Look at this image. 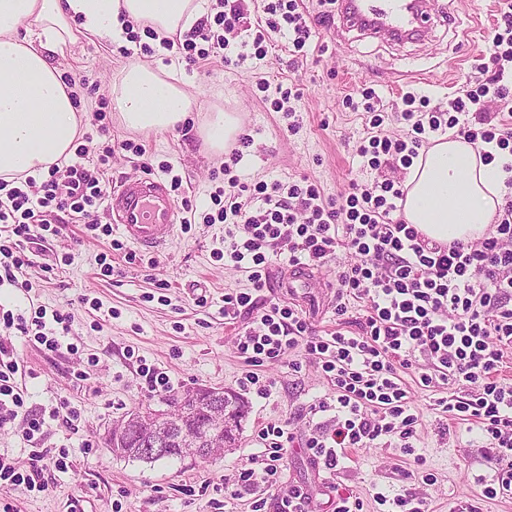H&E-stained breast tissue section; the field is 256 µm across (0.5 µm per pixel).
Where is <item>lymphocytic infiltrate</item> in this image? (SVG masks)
Instances as JSON below:
<instances>
[{
    "mask_svg": "<svg viewBox=\"0 0 512 512\" xmlns=\"http://www.w3.org/2000/svg\"><path fill=\"white\" fill-rule=\"evenodd\" d=\"M214 7L212 22L201 20L188 32L163 38V47L195 66L212 51L230 49L231 36L253 15L258 18L256 55L282 35L294 53H302L312 36L298 0H214ZM493 45V76L449 99L447 109L422 110L415 106V95L405 97L398 114L407 125L403 136L386 134L389 113L380 111L376 93L364 94L369 121L354 155L376 176L351 182L337 197L326 198L305 178L242 183L236 166L251 142L248 136L224 155L225 185L212 201L219 207L218 221L234 219L239 232L225 239L223 256L253 285L252 292L224 295L225 319L251 318L237 338L248 367L241 385L257 384L266 363L293 352L317 365L334 395L312 404L310 411L334 412L335 424L309 437L306 448L327 469H336L347 449L394 438L405 454H413L419 417L403 375L414 370L417 384L434 395L441 434H448L447 423L454 420L475 425L487 438L496 466L492 475L476 477L484 496H512V385L499 378L512 356V196L499 207L494 231L474 242H433L398 215L405 192L397 172L411 166L431 136L454 131L480 147L486 162L492 159L486 145L512 152V122L501 115L512 107V87L503 82L512 65V10L502 13ZM493 103L498 106L494 112L489 109ZM94 137L84 135L75 161L51 165L43 180L0 179V224L12 229L11 236L0 238V287L26 288L28 243L45 232L60 235L65 216L111 236V225L100 223L98 215L111 187L81 163L91 155L102 165L111 158V143H97ZM340 250L355 261L336 274L334 330L316 334L305 312L294 306L260 309L252 293L264 288L272 257L321 268ZM0 322L49 350L57 349L70 331L69 315L41 305L27 316L0 313ZM24 370L23 359L1 336L0 424L23 417L21 435L32 442L42 434L44 420L24 411L27 389L16 381ZM259 437L268 447L266 462L260 470L240 473L232 496L262 484L273 492L274 512H305L303 491L276 490L285 446L293 440L287 423H267Z\"/></svg>",
    "mask_w": 512,
    "mask_h": 512,
    "instance_id": "lymphocytic-infiltrate-1",
    "label": "lymphocytic infiltrate"
}]
</instances>
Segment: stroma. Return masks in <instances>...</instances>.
Returning <instances> with one entry per match:
<instances>
[{
	"instance_id": "obj_1",
	"label": "stroma",
	"mask_w": 512,
	"mask_h": 512,
	"mask_svg": "<svg viewBox=\"0 0 512 512\" xmlns=\"http://www.w3.org/2000/svg\"><path fill=\"white\" fill-rule=\"evenodd\" d=\"M508 1L435 0V12L447 13L448 23L436 26L423 43L387 44L346 30L336 0H303L302 8L313 27L306 54L293 61L287 39L266 47L262 59L225 63L212 56L193 68L174 61L172 52L148 50L146 34H139L134 55L125 58L116 44L77 38L64 54L53 57L63 73L83 76L96 85L97 94L83 95L85 112L101 110L102 124L110 129L116 146L103 178L115 183L142 176L144 165L160 170L168 164L182 180L180 195L197 205L190 229H177L166 249L147 252L133 244L111 247L106 236L84 224H70L48 242L28 246L33 263L25 277L27 291L0 289V306L19 311L30 305L56 309L71 317L68 344L51 352L33 345L26 336L11 332L9 339L28 372L24 382L27 407L45 419L39 445L23 440L18 423L0 425V455L27 463L34 450L69 452L72 470L62 474L43 461L46 491L28 492L0 484V507L11 512H272L266 489L226 497L225 486L241 472L259 468L266 454L258 437L263 424L288 423L294 442L279 473L280 490L301 488L308 496V512H333L337 494L353 493L362 512H378L375 493L413 494L427 512H512V498H485L475 481L487 473L488 442L479 431L451 424L441 436L430 408L432 394L409 383L412 405L419 416L412 443L414 455L398 444L351 448L336 469L312 461L305 442L333 424L329 412L310 414L309 407L331 397L333 387L320 369L302 362L293 370L287 361L269 363L260 374V387L241 390L246 366L236 339L251 323L244 316L224 318V294L250 288L245 272L218 260L232 222L209 224L210 199L224 180L218 172L223 159L203 140L198 124L175 131L136 132L125 129L112 106H100L112 83L129 60L159 68L166 80L180 84L194 101L199 115L222 109L237 112L252 142L237 166L241 180H296L308 177L325 196L334 197L355 179H369L353 157L352 146L364 133L366 114L349 104L359 92L372 90L385 107L401 102L405 93L426 95L431 106L447 108L448 98L462 94L485 76L490 37ZM424 73L426 82H406L404 71ZM268 88H260V79ZM301 93L296 107L302 118L298 133H288L287 121L272 107L280 88ZM144 145L136 156L123 150L124 140ZM109 255L114 273H100L101 255ZM350 255L338 253L323 268L325 287L311 289L297 300L319 331L336 327L337 267L349 264ZM205 294L198 307L195 295ZM166 374V391L152 389L140 374L141 365ZM210 386L241 391L248 416L236 447L214 460L164 458L153 463L117 456L106 445L114 421L149 404L161 408L165 393ZM76 412L74 424L51 418L53 408ZM433 481H424V474Z\"/></svg>"
}]
</instances>
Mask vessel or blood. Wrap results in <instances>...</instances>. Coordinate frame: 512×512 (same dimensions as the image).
Instances as JSON below:
<instances>
[{
    "label": "vessel or blood",
    "instance_id": "vessel-or-blood-1",
    "mask_svg": "<svg viewBox=\"0 0 512 512\" xmlns=\"http://www.w3.org/2000/svg\"><path fill=\"white\" fill-rule=\"evenodd\" d=\"M346 9L350 26L369 22L371 33L395 42L410 35L427 36L431 16L426 0L410 5L409 0H355ZM106 210L122 235L139 248H165L180 222V208L164 178L147 175L125 179L114 185L107 197ZM319 279L308 267L294 266L282 275L281 285L289 291L314 287Z\"/></svg>",
    "mask_w": 512,
    "mask_h": 512
}]
</instances>
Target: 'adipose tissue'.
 Listing matches in <instances>:
<instances>
[{
	"instance_id": "adipose-tissue-1",
	"label": "adipose tissue",
	"mask_w": 512,
	"mask_h": 512,
	"mask_svg": "<svg viewBox=\"0 0 512 512\" xmlns=\"http://www.w3.org/2000/svg\"><path fill=\"white\" fill-rule=\"evenodd\" d=\"M202 0H0V178L38 176L70 158L86 117L50 57L76 34L127 44V24L158 36L188 30ZM35 36H19L24 22ZM118 121L136 131H170L193 120L192 104L151 65L123 67L112 85ZM512 156L480 160L471 144L445 134L415 159L405 182L404 217L441 244L481 238L502 203Z\"/></svg>"
}]
</instances>
